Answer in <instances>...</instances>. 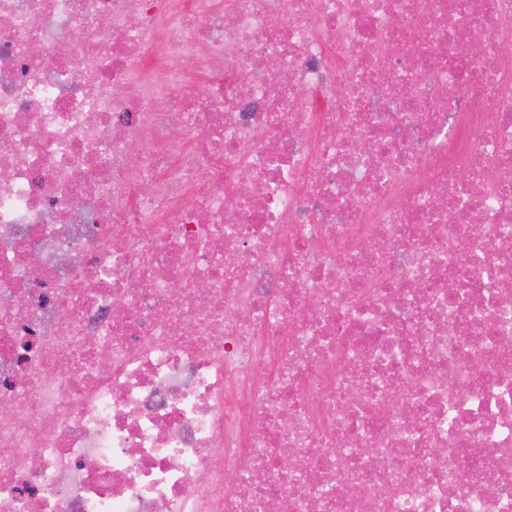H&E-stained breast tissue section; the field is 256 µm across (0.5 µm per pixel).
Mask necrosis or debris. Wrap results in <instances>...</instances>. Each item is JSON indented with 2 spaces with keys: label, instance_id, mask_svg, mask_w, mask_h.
Wrapping results in <instances>:
<instances>
[{
  "label": "necrosis or debris",
  "instance_id": "1",
  "mask_svg": "<svg viewBox=\"0 0 512 512\" xmlns=\"http://www.w3.org/2000/svg\"><path fill=\"white\" fill-rule=\"evenodd\" d=\"M273 504L512 512V0H0V512Z\"/></svg>",
  "mask_w": 512,
  "mask_h": 512
}]
</instances>
